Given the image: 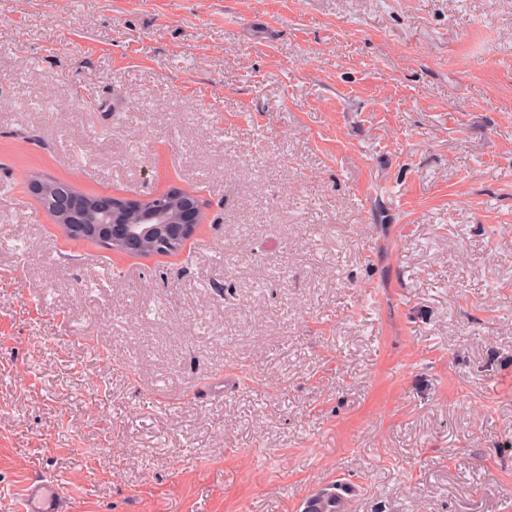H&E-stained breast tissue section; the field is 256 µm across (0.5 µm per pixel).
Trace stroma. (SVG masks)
Listing matches in <instances>:
<instances>
[{
    "mask_svg": "<svg viewBox=\"0 0 512 512\" xmlns=\"http://www.w3.org/2000/svg\"><path fill=\"white\" fill-rule=\"evenodd\" d=\"M35 172L203 220L113 253ZM39 479L512 512V0H0V512Z\"/></svg>",
    "mask_w": 512,
    "mask_h": 512,
    "instance_id": "1",
    "label": "stroma"
}]
</instances>
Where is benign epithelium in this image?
<instances>
[{"label": "benign epithelium", "instance_id": "1", "mask_svg": "<svg viewBox=\"0 0 512 512\" xmlns=\"http://www.w3.org/2000/svg\"><path fill=\"white\" fill-rule=\"evenodd\" d=\"M28 190L49 201L44 213L52 223L62 224L69 237L95 231L112 242L114 252L179 250L200 223L194 195L176 207L162 201L145 207L138 196L126 193L101 196L89 206L79 201L68 183L49 185L31 179Z\"/></svg>", "mask_w": 512, "mask_h": 512}]
</instances>
